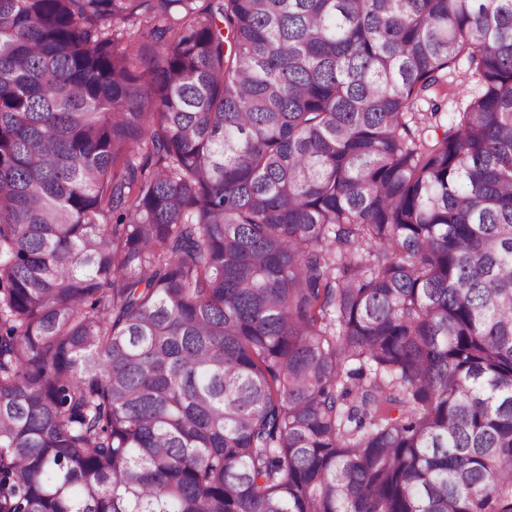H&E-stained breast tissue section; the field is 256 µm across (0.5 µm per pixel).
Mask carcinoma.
Masks as SVG:
<instances>
[{
	"mask_svg": "<svg viewBox=\"0 0 512 512\" xmlns=\"http://www.w3.org/2000/svg\"><path fill=\"white\" fill-rule=\"evenodd\" d=\"M0 512H512V0H0ZM464 71H465V66L460 65L459 69H457L456 72H452L450 75H448V82H453V86L457 85V89L455 91L457 93V95L454 98L455 101L457 100L458 97L461 99L465 96H468L470 93H472V91H474V89L476 87V81L472 78H469L466 80V82H464V78H463ZM462 82H463V84H462ZM460 84H462V85L460 86ZM455 101L448 100V97L447 98L445 97L444 100L441 102L442 103V111L447 112V113L456 111L457 105H456Z\"/></svg>",
	"mask_w": 512,
	"mask_h": 512,
	"instance_id": "carcinoma-1",
	"label": "carcinoma"
}]
</instances>
